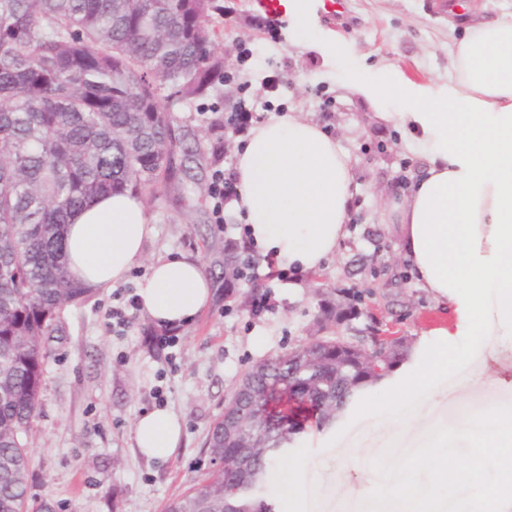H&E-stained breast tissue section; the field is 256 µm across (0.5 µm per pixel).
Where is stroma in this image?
Returning a JSON list of instances; mask_svg holds the SVG:
<instances>
[{
    "instance_id": "1",
    "label": "stroma",
    "mask_w": 512,
    "mask_h": 512,
    "mask_svg": "<svg viewBox=\"0 0 512 512\" xmlns=\"http://www.w3.org/2000/svg\"><path fill=\"white\" fill-rule=\"evenodd\" d=\"M436 2L346 0L338 17L317 9L316 36L333 31L340 43L325 60L300 51L293 20H284L274 34L259 24L254 0H214L209 35L234 80L216 85L204 99L171 104L173 151L182 173L140 196L155 232L139 265L145 271L170 254L195 257L211 284V301L182 327L174 346L161 350L151 342L155 326L142 314L128 335H113L112 292L65 310L47 342L29 437L32 512L44 504L53 512H162L208 469L207 432L223 413L226 395L254 364L324 335L357 339L376 317L403 336L409 351L431 329L452 322V312L420 288L400 256L396 227L385 214L386 202L408 196L425 162L353 86L390 69L418 84L447 83L463 29L451 27ZM243 101L263 120L291 110L318 123L350 160L357 191L347 234L321 270L323 286L303 273L298 291L286 280L265 278L224 290V246L239 235L237 217L228 209L223 224H215L210 188L215 170L236 162L237 141L225 131L224 116ZM346 289L362 292L360 317L340 325L326 321L321 303H335ZM265 291L271 310L253 314L243 294ZM389 401L385 385L376 384L323 429L307 421L305 434L288 451L289 458L306 461V512H358L360 495L379 477L370 464L347 465L351 449L397 457L419 444L416 427L397 437L387 428ZM415 402L431 426L449 428L459 427L463 413L512 404V338L449 358L436 399L419 393ZM367 404L374 409L369 418ZM157 407L174 411L184 424L180 448L166 459L145 458L135 445V419Z\"/></svg>"
}]
</instances>
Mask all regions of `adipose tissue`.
I'll return each mask as SVG.
<instances>
[{
    "label": "adipose tissue",
    "instance_id": "obj_1",
    "mask_svg": "<svg viewBox=\"0 0 512 512\" xmlns=\"http://www.w3.org/2000/svg\"><path fill=\"white\" fill-rule=\"evenodd\" d=\"M454 55L453 76L436 89L391 72L357 87L425 158L408 199L389 201L386 209L417 282L454 313L450 325L434 329L436 343L419 345L412 383L395 390L386 412L390 427H421L425 467L446 442L424 426L415 392L435 396L448 355L485 349L495 334L512 336V13L468 27ZM391 93L402 104L395 112L386 108ZM234 174L231 207L252 245L278 265L319 271L345 236L355 192L349 158L335 138L297 113L271 115L238 147ZM153 232L137 196L97 198L68 226L69 271L91 293L111 289L143 259ZM210 299L199 261L186 254L152 261L138 290L141 312L160 328L189 324ZM460 336L470 344L459 347ZM182 434L180 418L168 409L143 412L134 422L136 446L151 459L172 455ZM266 476L281 512H304L301 464L272 460Z\"/></svg>",
    "mask_w": 512,
    "mask_h": 512
}]
</instances>
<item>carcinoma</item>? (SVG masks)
<instances>
[{"instance_id": "carcinoma-1", "label": "carcinoma", "mask_w": 512, "mask_h": 512, "mask_svg": "<svg viewBox=\"0 0 512 512\" xmlns=\"http://www.w3.org/2000/svg\"><path fill=\"white\" fill-rule=\"evenodd\" d=\"M211 21V0H0V512H27L46 339L88 295L67 266L70 218L102 195L176 177L162 101L193 102L224 81ZM359 302L347 297L326 315L349 322ZM381 379L334 337L251 367L233 393L264 410L267 447L244 449V469L224 461L240 444L216 419L213 469L165 512H224L227 484L247 512H273L260 495L270 457L308 415L330 421Z\"/></svg>"}]
</instances>
